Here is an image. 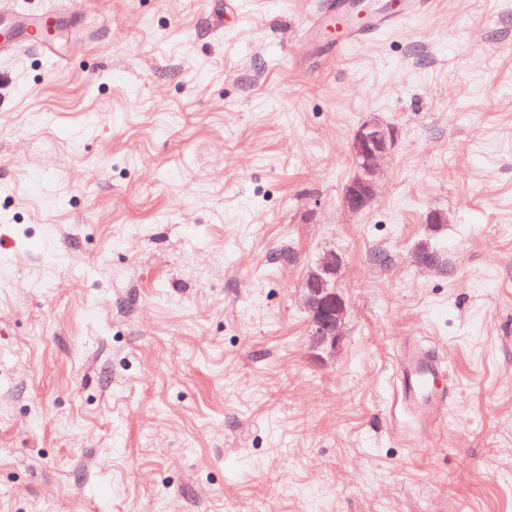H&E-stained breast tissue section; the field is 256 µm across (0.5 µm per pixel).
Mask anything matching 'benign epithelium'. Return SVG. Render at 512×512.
Listing matches in <instances>:
<instances>
[{
	"instance_id": "1",
	"label": "benign epithelium",
	"mask_w": 512,
	"mask_h": 512,
	"mask_svg": "<svg viewBox=\"0 0 512 512\" xmlns=\"http://www.w3.org/2000/svg\"><path fill=\"white\" fill-rule=\"evenodd\" d=\"M396 140L394 129L376 119L357 129L351 142L357 173L343 192V204L347 209L361 211L373 199L380 163L394 148ZM341 266V256L334 251L325 253L308 271L302 288L310 344L314 360L319 364H325L336 356L345 335L347 303L334 286Z\"/></svg>"
}]
</instances>
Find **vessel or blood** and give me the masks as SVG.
I'll list each match as a JSON object with an SVG mask.
<instances>
[{
    "mask_svg": "<svg viewBox=\"0 0 512 512\" xmlns=\"http://www.w3.org/2000/svg\"><path fill=\"white\" fill-rule=\"evenodd\" d=\"M431 0H405L400 11L383 12L354 26L348 23L346 0H322V10L314 16L317 25L332 21L339 25L336 50L353 43H364L382 31L396 28L405 20L422 16L430 10ZM45 16L22 10L18 0H0V57L18 55L23 49L38 47L49 59L58 60L50 40L42 35ZM399 399L402 406L424 425L443 424L448 395L436 385L443 365L421 343L405 342L397 352Z\"/></svg>",
    "mask_w": 512,
    "mask_h": 512,
    "instance_id": "b4317fda",
    "label": "vessel or blood"
}]
</instances>
